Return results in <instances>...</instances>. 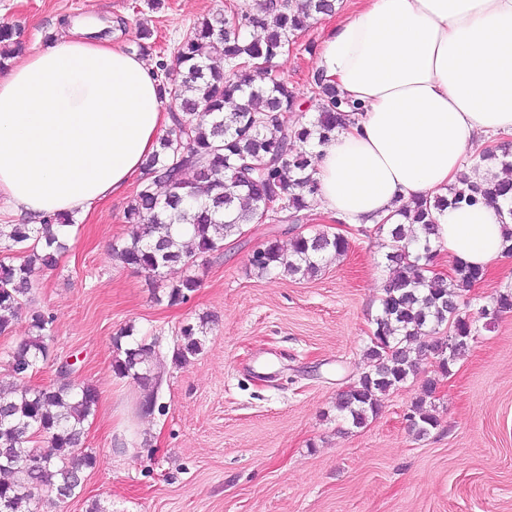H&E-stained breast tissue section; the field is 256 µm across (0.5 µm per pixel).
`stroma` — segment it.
<instances>
[{"label":"stroma","mask_w":512,"mask_h":512,"mask_svg":"<svg viewBox=\"0 0 512 512\" xmlns=\"http://www.w3.org/2000/svg\"><path fill=\"white\" fill-rule=\"evenodd\" d=\"M258 0H0V25L17 31L24 52L49 45L66 21L96 12L113 41L135 50L151 33V61H173L177 45L203 17ZM338 0L291 39L273 74L288 82L304 119L314 116V50L353 9ZM133 192L110 198L88 216L56 268L33 277L25 310L53 317L49 357L25 378L56 383L74 361L76 380L94 385L96 410L84 424L96 453L77 496L38 512H512V312L480 330L447 376L433 355L397 389L379 397V413L354 427L336 397L366 368L365 350L389 278L390 241L374 228H352L305 209L247 224L208 257L201 286L186 303L167 306L175 277L123 266L111 245L133 231L124 213ZM325 232L349 248L326 258L317 276L257 275L254 250L271 239ZM512 289V257L501 258L468 294L477 314ZM208 317L200 354L184 364L172 353L181 326ZM157 337L148 359L159 376V406L139 404L142 387L112 368L114 336L127 326ZM439 420L422 437L406 415L429 379Z\"/></svg>","instance_id":"obj_1"}]
</instances>
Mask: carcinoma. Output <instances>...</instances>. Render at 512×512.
Segmentation results:
<instances>
[{
  "label": "carcinoma",
  "mask_w": 512,
  "mask_h": 512,
  "mask_svg": "<svg viewBox=\"0 0 512 512\" xmlns=\"http://www.w3.org/2000/svg\"><path fill=\"white\" fill-rule=\"evenodd\" d=\"M335 10V0H294L265 4L264 13L232 11L203 18L178 45L175 77L165 61L157 63L163 75L161 92L177 108L173 124L146 160L149 178L141 185L126 212L136 230L129 239L112 245V259L141 273L155 276L178 266L182 275L169 286L167 304L186 302L200 287L198 269L206 258L224 250V241L259 220L265 205L282 207L296 216L313 202L316 186L308 170L315 154L312 147L333 136L348 104L323 77L315 79L323 101L318 115L288 125L286 112L296 111L297 101L284 81L273 76L264 85L251 78L254 69L264 71L288 50L291 37L321 15ZM245 27L266 29L262 41H248ZM15 32L0 26V70L8 66ZM500 164L509 179L493 173L482 180L462 174L448 195L433 203H417L400 209V216L418 228L380 224L387 232L389 264L398 267L389 279L373 322L370 345L365 351L369 369L355 385L338 393L336 410L356 426L379 412L378 395L397 388L413 374L422 352L415 351L421 336H431L423 348L438 359V373L445 377L451 365L470 349L477 333L473 321L462 315L464 293L477 283L478 269L459 265L450 279L425 275L436 249L431 241L435 213L450 205L479 202L512 205V161L505 151ZM74 220L69 214L45 218L39 224L0 226V336L13 332L19 311L30 293L35 270L52 268L68 250ZM191 235L195 250L181 237ZM348 241L336 235L298 234L285 254L278 241L255 250L250 266L260 275L281 271L290 277L317 276L329 255L346 252ZM52 316L31 312L28 331L7 353L11 375L22 379L39 370L47 359ZM207 318L187 323L179 331L173 355L186 363L201 353ZM448 327L455 336L453 347L439 335ZM113 369L120 378L143 386L155 376L143 368V356L159 342L134 335L129 326L113 337ZM430 379L421 397L406 416L418 436L437 426L427 406L436 391ZM99 394L88 383L66 381L49 386L0 392V512H36L40 496L58 500L75 497L82 482L78 475L97 464L91 450L82 449L83 425L97 407ZM41 437L45 448L31 446Z\"/></svg>",
  "instance_id": "1"
}]
</instances>
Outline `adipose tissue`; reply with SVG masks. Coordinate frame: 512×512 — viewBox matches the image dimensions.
Segmentation results:
<instances>
[{
    "mask_svg": "<svg viewBox=\"0 0 512 512\" xmlns=\"http://www.w3.org/2000/svg\"><path fill=\"white\" fill-rule=\"evenodd\" d=\"M324 39L317 67L357 104L311 171L318 215L393 224L404 204L447 195L482 135H512V0H359ZM105 22L0 75V201L40 221L81 211L143 176L172 117L154 64L113 44ZM448 266L491 270L508 231L495 206L436 212Z\"/></svg>",
    "mask_w": 512,
    "mask_h": 512,
    "instance_id": "adipose-tissue-1",
    "label": "adipose tissue"
}]
</instances>
